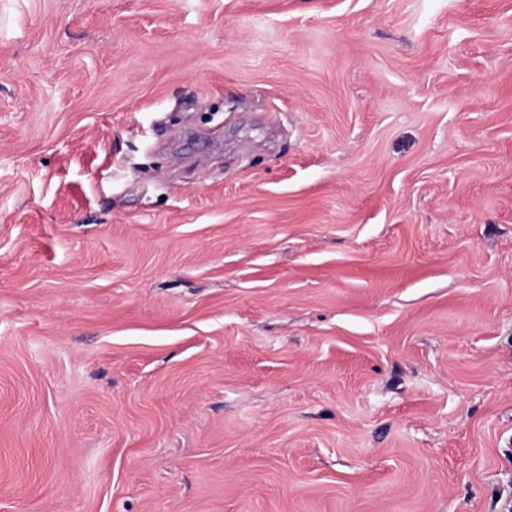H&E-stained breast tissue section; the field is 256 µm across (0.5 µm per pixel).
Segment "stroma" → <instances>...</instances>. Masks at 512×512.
<instances>
[{"instance_id":"stroma-1","label":"stroma","mask_w":512,"mask_h":512,"mask_svg":"<svg viewBox=\"0 0 512 512\" xmlns=\"http://www.w3.org/2000/svg\"><path fill=\"white\" fill-rule=\"evenodd\" d=\"M512 0H0V512H505Z\"/></svg>"}]
</instances>
